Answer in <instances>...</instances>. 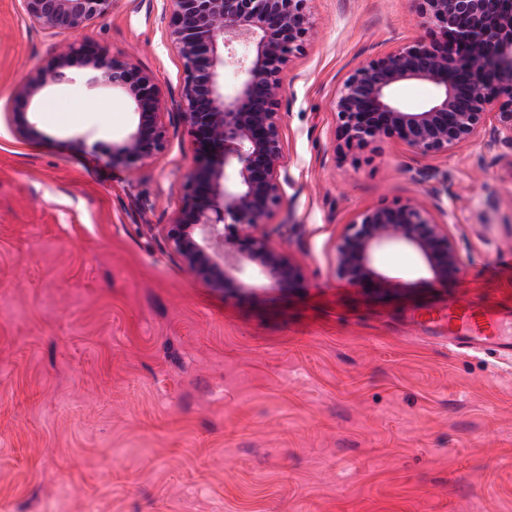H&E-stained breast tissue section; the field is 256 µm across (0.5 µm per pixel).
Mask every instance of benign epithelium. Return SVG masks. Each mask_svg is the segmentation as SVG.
<instances>
[{
	"label": "benign epithelium",
	"instance_id": "1",
	"mask_svg": "<svg viewBox=\"0 0 512 512\" xmlns=\"http://www.w3.org/2000/svg\"><path fill=\"white\" fill-rule=\"evenodd\" d=\"M310 0H169L168 40L184 73L180 117L201 157L178 190L183 205L162 226L171 249L192 272L219 287L243 278L280 287L298 285L302 270L262 230L283 204V143L278 112L284 71L310 30ZM431 37L400 46L352 70L336 90L337 137L347 147L385 140L428 157L446 155L492 127L494 143L512 149V9L492 0H418ZM43 31L72 32L107 16L112 0H21ZM233 70V85L224 72ZM418 81L433 87L426 107L410 110L395 88ZM107 87L131 102L132 126L112 146V162L136 167L162 153L167 129L154 78L108 49L67 48L31 74L16 95V131L38 134L26 118L50 86ZM418 204L360 212L336 241V275L364 288L389 287L377 266L390 247L415 253L436 281L460 271L450 225Z\"/></svg>",
	"mask_w": 512,
	"mask_h": 512
}]
</instances>
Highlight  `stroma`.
Instances as JSON below:
<instances>
[{"label": "stroma", "mask_w": 512, "mask_h": 512, "mask_svg": "<svg viewBox=\"0 0 512 512\" xmlns=\"http://www.w3.org/2000/svg\"><path fill=\"white\" fill-rule=\"evenodd\" d=\"M281 101L282 208L265 225L295 288L223 289L161 233L197 162L178 116L167 0H112L49 36L0 0V512H512V368L436 342L449 301L512 310V150L487 139L422 157L395 141L337 150L348 72L426 40L415 0H310ZM66 44L153 76L166 149L129 168L133 123L108 88L67 91L20 137L14 97ZM443 200L462 258L429 280L406 249L396 287L334 272L362 210Z\"/></svg>", "instance_id": "obj_1"}]
</instances>
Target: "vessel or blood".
I'll return each instance as SVG.
<instances>
[{
	"instance_id": "vessel-or-blood-1",
	"label": "vessel or blood",
	"mask_w": 512,
	"mask_h": 512,
	"mask_svg": "<svg viewBox=\"0 0 512 512\" xmlns=\"http://www.w3.org/2000/svg\"><path fill=\"white\" fill-rule=\"evenodd\" d=\"M448 326L450 346L463 351L480 348L503 363L512 362V336L501 335L498 320L491 318L488 310L449 303Z\"/></svg>"
}]
</instances>
